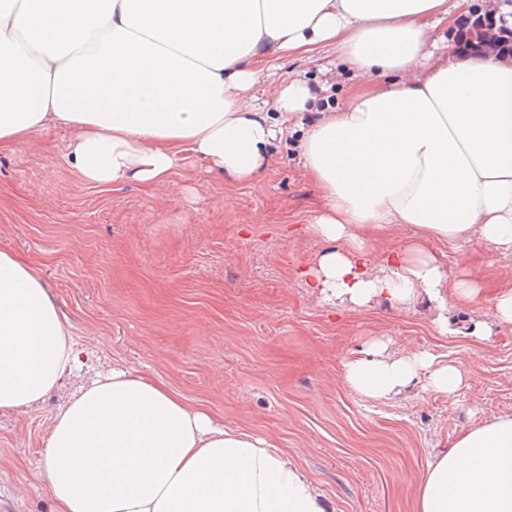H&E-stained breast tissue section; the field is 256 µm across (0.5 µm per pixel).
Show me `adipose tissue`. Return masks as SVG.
<instances>
[{
  "mask_svg": "<svg viewBox=\"0 0 512 512\" xmlns=\"http://www.w3.org/2000/svg\"><path fill=\"white\" fill-rule=\"evenodd\" d=\"M467 0H0V149L51 126L71 133L64 163L82 182L168 188L193 160L252 182L297 134L323 212L324 249L300 276L319 302L397 311L423 305L453 334L449 303L487 301L482 344L512 328V286L485 294L449 275L447 248L476 240L512 253V57L426 53ZM333 48L355 77L317 108L291 79L273 112L255 88L271 59ZM409 224L383 257L373 235ZM83 368L40 273L0 249V411L39 405ZM342 378L387 401L414 388L451 398L455 363L376 340ZM44 468L52 512H330L287 452L225 428L204 408L113 368L52 416ZM416 512H512V415L460 431L426 464Z\"/></svg>",
  "mask_w": 512,
  "mask_h": 512,
  "instance_id": "ef3b65f1",
  "label": "adipose tissue"
}]
</instances>
